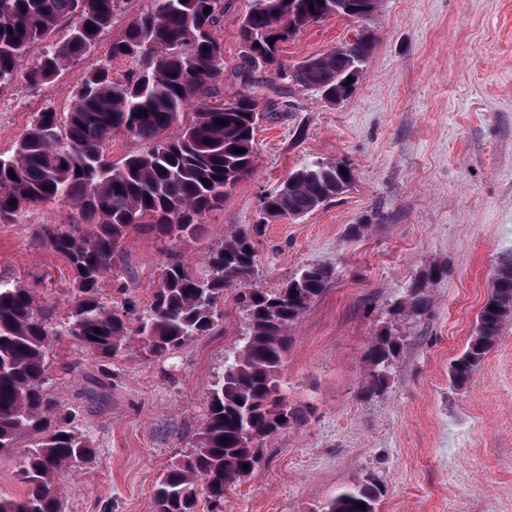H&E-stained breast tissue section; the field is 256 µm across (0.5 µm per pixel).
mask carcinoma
Returning <instances> with one entry per match:
<instances>
[{
	"label": "carcinoma",
	"instance_id": "obj_1",
	"mask_svg": "<svg viewBox=\"0 0 512 512\" xmlns=\"http://www.w3.org/2000/svg\"><path fill=\"white\" fill-rule=\"evenodd\" d=\"M124 4L85 0L80 10L78 0H0V95L20 76L31 88L54 82L96 46ZM378 4L251 0L238 36L252 53L242 54L239 71L263 67L336 104L357 82L369 40L360 35L292 69L280 61V44L329 17L363 20ZM223 16L224 0H154L153 9L129 19L110 45L109 58H131L140 70L116 81L110 62L92 68L64 118L38 113L11 153L0 154L1 223L63 199L77 211L78 223L67 228L40 225L36 242L59 254L71 270L73 300L63 329L91 354L116 357L135 339L150 354L169 356L218 325L217 304L228 289L237 291L246 310L247 332L225 358L192 452L164 469L157 482L156 512H197L201 497L209 512H224L228 491L259 466L260 444L303 419L281 394L288 331L330 286L335 271L312 265L277 290L251 288L258 268L256 238L270 222L313 213L343 194L354 176L348 165L304 163L263 197L256 224L234 230L211 250L208 273L196 274L173 258L165 261L153 301L134 318L130 298L117 309L103 300L101 284L131 232L152 228L174 244L193 239L225 190L252 172L259 98L243 92L233 110L212 101V89L224 75V48L215 36ZM60 28L66 37L49 42ZM36 45L42 46L39 59L19 73L18 62ZM220 119L225 124H218ZM121 131L142 148L114 161L112 136ZM511 321L512 255H507L495 269L474 334L453 362L456 381L479 370ZM52 339L32 291L0 280V452L30 438L18 469L25 493L0 495V512H62L60 476L94 454L90 438L71 427L70 413L47 394ZM400 349L399 337L388 330L372 338L364 353L369 390L385 387L389 360ZM381 494L374 484L343 490L322 512H375ZM358 502L366 508H356Z\"/></svg>",
	"mask_w": 512,
	"mask_h": 512
}]
</instances>
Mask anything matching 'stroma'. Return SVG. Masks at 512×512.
Returning <instances> with one entry per match:
<instances>
[{
	"label": "stroma",
	"instance_id": "obj_1",
	"mask_svg": "<svg viewBox=\"0 0 512 512\" xmlns=\"http://www.w3.org/2000/svg\"><path fill=\"white\" fill-rule=\"evenodd\" d=\"M250 0H224L216 35L224 80L214 101L245 91L272 110L256 131L252 174L206 213L200 233L175 245L132 233L102 293L124 284L141 306L170 255L195 272L234 228L255 224L261 200L297 166L349 164L344 194L299 222L264 226L254 287L273 290L309 265L335 270L331 286L291 331L281 387L302 423L264 441L256 470L224 512H321L344 487L375 483L376 512H512V323L481 368L452 380L499 259L512 253V0H380L366 20L309 26L280 46L284 66L366 33L372 48L350 95L324 104L266 73L238 71V24ZM153 0H127L93 52L38 89L17 80L0 96V154L11 152L37 113L68 112L72 90L103 60L129 16ZM76 221L65 201L0 223V279L32 289L61 329L72 296L66 261L35 242L40 224ZM422 289L420 315L392 316ZM214 331L166 360L140 343L98 359L60 334L48 363L49 393L78 413L95 454L62 476L63 512H156L162 469L191 452L224 359L242 343L245 312L228 291ZM392 328L405 345L387 385L368 389L372 337ZM115 375L109 388L99 379Z\"/></svg>",
	"mask_w": 512,
	"mask_h": 512
}]
</instances>
